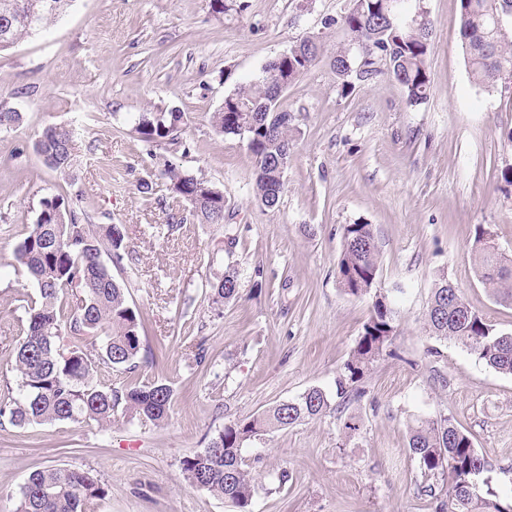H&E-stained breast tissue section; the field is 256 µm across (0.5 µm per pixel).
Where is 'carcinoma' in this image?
Segmentation results:
<instances>
[{
  "instance_id": "1",
  "label": "carcinoma",
  "mask_w": 512,
  "mask_h": 512,
  "mask_svg": "<svg viewBox=\"0 0 512 512\" xmlns=\"http://www.w3.org/2000/svg\"><path fill=\"white\" fill-rule=\"evenodd\" d=\"M72 0H0V51L62 13ZM408 0H351V7L329 22L348 36L333 56V69L342 92L356 88L349 70L363 68L359 81L385 73L397 81L409 106L423 103L430 91L427 62L433 21L413 25L397 11ZM502 0H461L457 21L462 47L475 84L485 89L512 84V37L497 26ZM319 38H303L288 59L267 63L253 81L224 97L212 115L216 132L239 135L252 125L247 145L255 164L254 191L267 208L279 204L284 183L279 160L290 157L288 112L272 94L281 82L290 84L306 74L319 58ZM182 112H144L135 124L140 141L149 147L178 144ZM74 129L47 128L34 144L35 153L51 170L68 175L78 166ZM162 175L171 192L190 205L198 224L224 223V192L209 182L169 165ZM86 213L71 209L64 198L43 199L36 221L18 244L14 257L38 289L39 299L25 309L22 339L9 352L17 372V392L0 400V417L11 425L77 421L99 427L112 424L115 413L155 425L168 418L173 390L159 382L130 383L112 389L101 369L134 370L143 342L144 325L130 305L126 284L112 268L134 270L120 224H87ZM337 263L339 289L351 297L369 294L381 265V250L370 224H347ZM475 272L499 303L512 306V257L500 252L490 228L478 225L471 246ZM236 271L228 269L211 284L216 303L237 294ZM429 335L453 341L497 372L512 375V332H502L473 310L450 281L441 278L432 288L424 314ZM394 310L387 296L372 302L362 332L336 378V397L356 402L366 397L361 382L392 344ZM330 408L322 389L313 387L298 398L280 403L252 418L227 425L199 453L183 458L181 472L192 486L221 496L246 512L254 490L253 464L246 461L251 439L271 429H287L315 419ZM408 448L424 475L448 483L445 496L430 493L433 512H512V502L500 500L490 476L491 466L455 420L441 415L420 420L410 428ZM103 488L90 471L44 468L32 472L20 488L17 512H87L102 497Z\"/></svg>"
}]
</instances>
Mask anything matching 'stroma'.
I'll return each instance as SVG.
<instances>
[{"mask_svg":"<svg viewBox=\"0 0 512 512\" xmlns=\"http://www.w3.org/2000/svg\"><path fill=\"white\" fill-rule=\"evenodd\" d=\"M218 17L209 0H72L46 30L0 52V105L20 112L0 132V395L15 387L9 351L38 292L14 251L43 199L60 194L91 223L120 224L136 259L128 299L144 319L135 371L102 369L122 389L170 385L161 425L116 417L0 425V512H15L35 470L91 471L105 490L94 512H238L190 487L181 462L224 426L335 381L372 305L344 295L336 271L344 225H373L382 252L376 289L395 311L390 354L374 363L359 402L334 399L320 418L247 444L258 457L250 512H430L429 481L408 450L418 419L453 417L512 500V376L452 342H436L423 315L434 284L450 280L473 310L512 331V307L478 282L477 225L512 255V92L471 77L455 24L461 0H425L434 21L428 99L411 107L386 75L342 94L330 60L346 37L329 19L350 0H242ZM308 36L324 50L279 99L292 116V154L276 208L258 203L245 142L217 134L212 112L263 66ZM157 108L184 112L177 145L147 147L134 130ZM76 132V173L48 169L33 151L50 126ZM224 193V224L194 223L172 194L167 163ZM152 194L141 193V180ZM237 235L234 254L219 250ZM235 298L214 304L208 284L227 266ZM438 355H431V348ZM356 421V431L346 430Z\"/></svg>","mask_w":512,"mask_h":512,"instance_id":"stroma-1","label":"stroma"}]
</instances>
